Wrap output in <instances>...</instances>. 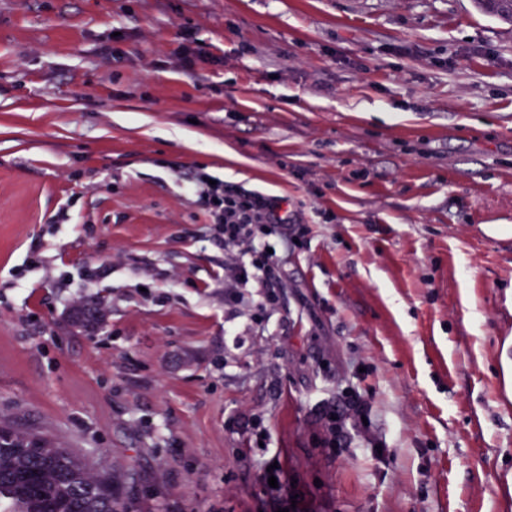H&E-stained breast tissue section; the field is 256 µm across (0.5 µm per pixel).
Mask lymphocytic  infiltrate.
<instances>
[{"label":"lymphocytic infiltrate","instance_id":"f902f5d3","mask_svg":"<svg viewBox=\"0 0 512 512\" xmlns=\"http://www.w3.org/2000/svg\"><path fill=\"white\" fill-rule=\"evenodd\" d=\"M209 174L198 170L190 187L205 217V230L224 243V294L235 298L239 289L262 291L260 311L275 309L286 284L280 259L270 254L271 241L295 248L305 229L294 230L279 205L257 194L238 192L223 183L209 184Z\"/></svg>","mask_w":512,"mask_h":512}]
</instances>
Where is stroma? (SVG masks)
<instances>
[{
	"label": "stroma",
	"mask_w": 512,
	"mask_h": 512,
	"mask_svg": "<svg viewBox=\"0 0 512 512\" xmlns=\"http://www.w3.org/2000/svg\"><path fill=\"white\" fill-rule=\"evenodd\" d=\"M201 168L308 228L269 319L224 298ZM79 296L102 330L68 323ZM350 392L385 460L321 447ZM1 414L135 471L130 512H512V24L0 0Z\"/></svg>",
	"instance_id": "stroma-1"
}]
</instances>
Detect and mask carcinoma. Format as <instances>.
<instances>
[{"instance_id":"1","label":"carcinoma","mask_w":512,"mask_h":512,"mask_svg":"<svg viewBox=\"0 0 512 512\" xmlns=\"http://www.w3.org/2000/svg\"><path fill=\"white\" fill-rule=\"evenodd\" d=\"M512 22V0H479ZM98 303L77 307L71 321L85 331L102 324ZM104 456H93L46 432L0 421V512H128Z\"/></svg>"}]
</instances>
